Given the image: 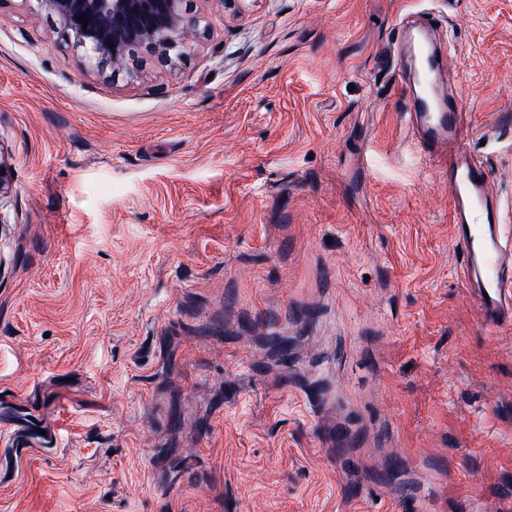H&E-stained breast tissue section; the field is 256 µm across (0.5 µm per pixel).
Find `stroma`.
I'll return each instance as SVG.
<instances>
[{"label": "stroma", "instance_id": "stroma-1", "mask_svg": "<svg viewBox=\"0 0 512 512\" xmlns=\"http://www.w3.org/2000/svg\"><path fill=\"white\" fill-rule=\"evenodd\" d=\"M193 9L110 78L0 0V512H512V325L392 61L430 20L512 202V0Z\"/></svg>", "mask_w": 512, "mask_h": 512}]
</instances>
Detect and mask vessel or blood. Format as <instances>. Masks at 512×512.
I'll list each match as a JSON object with an SVG mask.
<instances>
[{"instance_id": "b4317fda", "label": "vessel or blood", "mask_w": 512, "mask_h": 512, "mask_svg": "<svg viewBox=\"0 0 512 512\" xmlns=\"http://www.w3.org/2000/svg\"><path fill=\"white\" fill-rule=\"evenodd\" d=\"M398 60L413 75L407 115L415 145L448 180L452 236L461 248L466 275L475 281L471 294L486 324H511L512 207L492 195L483 160L463 149L470 116L456 96L439 93L441 63L421 29L405 27ZM476 213L482 223H472Z\"/></svg>"}]
</instances>
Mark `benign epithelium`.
<instances>
[{"label": "benign epithelium", "mask_w": 512, "mask_h": 512, "mask_svg": "<svg viewBox=\"0 0 512 512\" xmlns=\"http://www.w3.org/2000/svg\"><path fill=\"white\" fill-rule=\"evenodd\" d=\"M56 17L67 48L94 74L139 75L149 60L172 67L187 58L190 34L200 24L193 0H35ZM84 16L83 25L77 17ZM114 48H109V44Z\"/></svg>", "instance_id": "benign-epithelium-1"}]
</instances>
